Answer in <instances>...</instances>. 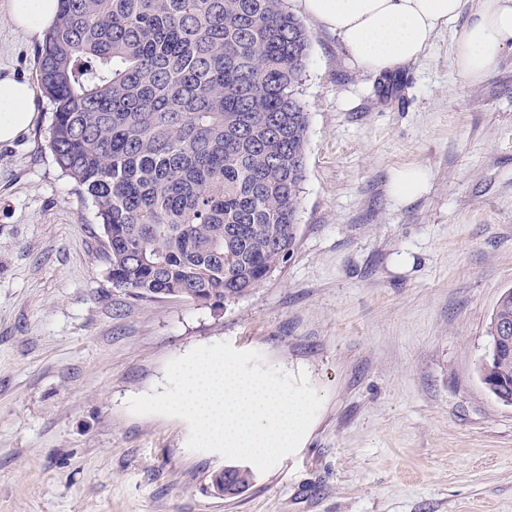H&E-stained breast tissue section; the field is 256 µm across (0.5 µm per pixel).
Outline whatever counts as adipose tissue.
Returning a JSON list of instances; mask_svg holds the SVG:
<instances>
[{
  "label": "adipose tissue",
  "instance_id": "ef3b65f1",
  "mask_svg": "<svg viewBox=\"0 0 512 512\" xmlns=\"http://www.w3.org/2000/svg\"><path fill=\"white\" fill-rule=\"evenodd\" d=\"M9 2L13 25L31 36L57 16L58 0ZM467 6L471 18L454 34L452 63L459 75L478 82L512 47V0H299L304 15L336 32L356 67L375 74L417 61ZM36 93L29 82L0 78V143L31 127Z\"/></svg>",
  "mask_w": 512,
  "mask_h": 512
}]
</instances>
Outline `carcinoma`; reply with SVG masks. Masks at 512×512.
I'll return each mask as SVG.
<instances>
[{
  "instance_id": "cac0c4a2",
  "label": "carcinoma",
  "mask_w": 512,
  "mask_h": 512,
  "mask_svg": "<svg viewBox=\"0 0 512 512\" xmlns=\"http://www.w3.org/2000/svg\"><path fill=\"white\" fill-rule=\"evenodd\" d=\"M287 0H59L38 54L49 147L92 200L112 287L222 304L288 261L311 35ZM512 288L478 373L512 401Z\"/></svg>"
}]
</instances>
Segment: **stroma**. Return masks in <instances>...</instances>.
I'll return each mask as SVG.
<instances>
[{
	"instance_id": "1",
	"label": "stroma",
	"mask_w": 512,
	"mask_h": 512,
	"mask_svg": "<svg viewBox=\"0 0 512 512\" xmlns=\"http://www.w3.org/2000/svg\"><path fill=\"white\" fill-rule=\"evenodd\" d=\"M0 0V76L34 80L41 39ZM312 36L300 223L287 263L221 305L114 288L91 199L48 148L51 105L0 144V512H512V406L477 373L512 288V49L483 80L453 29L385 74ZM417 166L425 188L392 193ZM230 342L323 404L297 451L216 495L220 455L186 421L130 412L166 365ZM425 180L424 171L416 166L402 169L393 180V194L397 199L410 200L423 190Z\"/></svg>"
}]
</instances>
